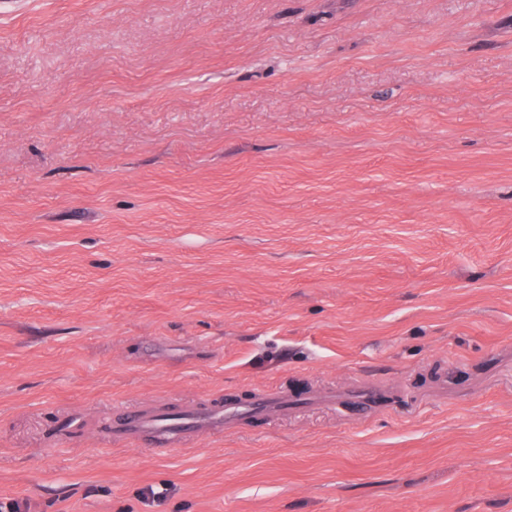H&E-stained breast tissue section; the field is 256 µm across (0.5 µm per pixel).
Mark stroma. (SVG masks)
Returning <instances> with one entry per match:
<instances>
[{
  "mask_svg": "<svg viewBox=\"0 0 512 512\" xmlns=\"http://www.w3.org/2000/svg\"><path fill=\"white\" fill-rule=\"evenodd\" d=\"M0 501L512 512V0H0ZM340 398L350 400L365 410H372L374 406L380 403L382 394L372 379L363 377L344 390L322 392L316 399L310 400L308 403H334L336 399ZM295 400L281 392L252 395L247 402L200 401L182 406L177 412H161L154 404H143L114 422V438L142 442L150 438L157 448L179 445L183 440L202 432L221 433L247 422L251 418H271L288 411Z\"/></svg>",
  "mask_w": 512,
  "mask_h": 512,
  "instance_id": "1",
  "label": "stroma"
}]
</instances>
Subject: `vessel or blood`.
Wrapping results in <instances>:
<instances>
[{
	"label": "vessel or blood",
	"instance_id": "obj_1",
	"mask_svg": "<svg viewBox=\"0 0 512 512\" xmlns=\"http://www.w3.org/2000/svg\"><path fill=\"white\" fill-rule=\"evenodd\" d=\"M344 398L363 409L370 410L380 403L382 394L375 382L367 377L358 379L341 391L321 393L318 403H332ZM290 400L287 394L269 392L252 396L247 402L211 401L194 402L179 410L166 413L153 404L138 406L117 419L112 427L113 437L126 440H150L153 446L169 448L202 432L219 433L240 426L250 419L270 418L287 411Z\"/></svg>",
	"mask_w": 512,
	"mask_h": 512
}]
</instances>
